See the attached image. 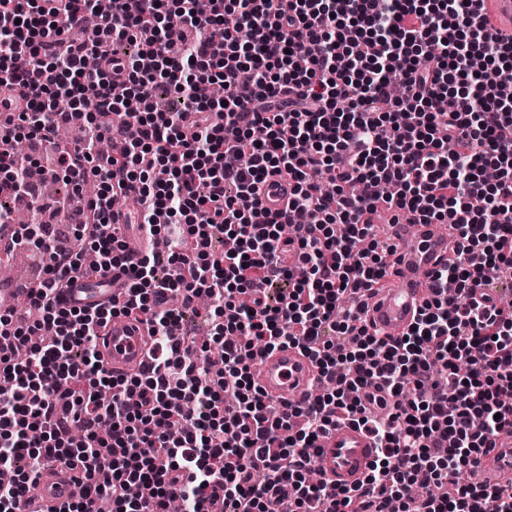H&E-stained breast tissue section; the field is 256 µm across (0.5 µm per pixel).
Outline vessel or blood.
<instances>
[{
    "mask_svg": "<svg viewBox=\"0 0 512 512\" xmlns=\"http://www.w3.org/2000/svg\"><path fill=\"white\" fill-rule=\"evenodd\" d=\"M489 16L502 33L512 35V0H494ZM290 188L286 180L271 176L261 186L263 207L271 212L284 210ZM449 224H395L391 235L395 251L389 263L387 284L371 295L364 318L396 339L409 330L427 298L435 272L456 261ZM126 251L137 257L158 244V237L144 230L124 235ZM116 293L111 279L95 275L77 278L62 291L66 305L95 308L110 305ZM150 338L145 324L123 316L113 317L99 338L105 366L113 375L125 376L149 363ZM318 369L301 350L288 347L262 357L255 382L266 398L283 407L306 399ZM315 464L324 482L333 488L350 489L368 473L376 456L372 434L347 420L337 422L315 443ZM474 473L480 482L491 485L512 483V430L504 429L495 438L494 448L483 453ZM80 482L75 468L55 464L46 468L33 496L22 499L18 512H61L79 496Z\"/></svg>",
    "mask_w": 512,
    "mask_h": 512,
    "instance_id": "b4317fda",
    "label": "vessel or blood"
}]
</instances>
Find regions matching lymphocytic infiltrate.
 Masks as SVG:
<instances>
[{
    "label": "lymphocytic infiltrate",
    "instance_id": "obj_1",
    "mask_svg": "<svg viewBox=\"0 0 512 512\" xmlns=\"http://www.w3.org/2000/svg\"><path fill=\"white\" fill-rule=\"evenodd\" d=\"M483 0H0V89L22 107L0 134V223L13 250L46 259L22 308L0 312V512L31 496L46 461L78 465L82 496L63 512H512V489L470 473L512 428V304L477 301L512 291V40L487 25ZM238 20L212 37L225 14ZM134 46L121 58L117 44ZM223 98L212 95L214 83ZM172 97L166 122L153 101ZM44 155L20 167L21 137ZM495 168V181L483 177ZM80 193L95 269L125 274L124 300L86 311L60 291L80 253L55 243L30 202L13 199L30 170ZM287 178V209L264 211L259 187ZM132 196L140 223L161 235L130 259L112 227V200ZM457 228L458 263L439 269L408 333L390 340L345 296L382 286L386 258L375 216ZM237 241L217 256L213 238ZM207 296L206 340L185 313ZM146 315L151 364L116 377L98 338L112 317ZM293 345L325 387L268 416L253 381L260 357ZM387 390L367 412L372 380ZM347 419L378 455L361 484H312L314 439ZM447 485L416 496L417 485Z\"/></svg>",
    "mask_w": 512,
    "mask_h": 512
}]
</instances>
